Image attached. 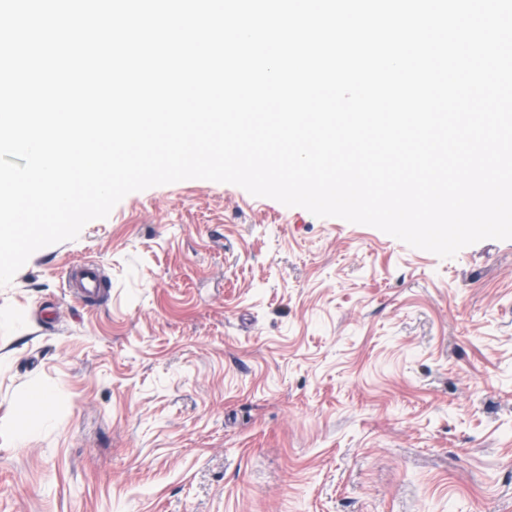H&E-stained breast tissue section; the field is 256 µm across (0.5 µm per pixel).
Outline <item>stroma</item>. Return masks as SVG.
I'll use <instances>...</instances> for the list:
<instances>
[{
  "label": "stroma",
  "instance_id": "stroma-1",
  "mask_svg": "<svg viewBox=\"0 0 512 512\" xmlns=\"http://www.w3.org/2000/svg\"><path fill=\"white\" fill-rule=\"evenodd\" d=\"M0 512H512V240L128 194L0 287ZM68 286L78 296L88 298L104 287L103 271L93 261L80 263L68 273Z\"/></svg>",
  "mask_w": 512,
  "mask_h": 512
}]
</instances>
